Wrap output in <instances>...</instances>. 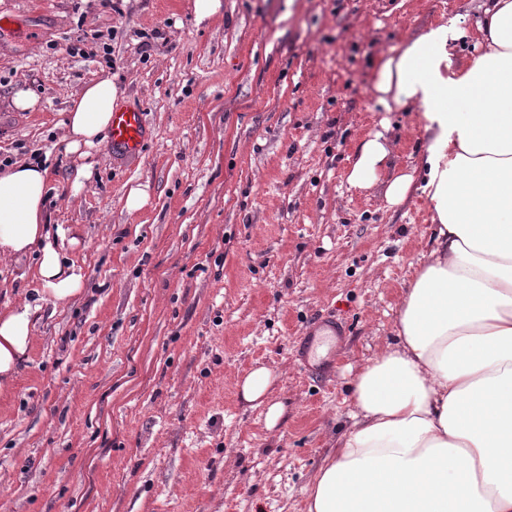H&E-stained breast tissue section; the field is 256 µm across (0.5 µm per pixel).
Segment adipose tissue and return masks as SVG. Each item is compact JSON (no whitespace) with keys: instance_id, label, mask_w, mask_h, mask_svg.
Listing matches in <instances>:
<instances>
[{"instance_id":"1","label":"adipose tissue","mask_w":512,"mask_h":512,"mask_svg":"<svg viewBox=\"0 0 512 512\" xmlns=\"http://www.w3.org/2000/svg\"><path fill=\"white\" fill-rule=\"evenodd\" d=\"M484 52L465 59L456 22L427 26L375 63L384 109L418 106L436 226L405 289L396 341L353 380L354 409L306 490V512H512V0H486ZM118 86L104 78L70 101L67 149L107 137ZM376 131L348 182L368 189L392 164ZM49 169L0 168V256H38L43 292L79 295L81 267L46 226ZM29 303L0 309V395L32 347Z\"/></svg>"}]
</instances>
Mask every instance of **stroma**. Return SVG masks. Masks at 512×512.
<instances>
[{
  "instance_id": "35a3bbf8",
  "label": "stroma",
  "mask_w": 512,
  "mask_h": 512,
  "mask_svg": "<svg viewBox=\"0 0 512 512\" xmlns=\"http://www.w3.org/2000/svg\"><path fill=\"white\" fill-rule=\"evenodd\" d=\"M221 3L200 23L194 0H0L24 28L0 35V165L46 162L48 229L75 239L85 276L57 302L34 258H0V308H35L0 397V512H305L353 378L394 341L433 223L419 192L390 206L348 185L381 120L382 183L427 145L419 108L376 106L374 63L451 18L468 32L455 52L480 54L483 0ZM106 77L149 137L135 155L69 153L68 103ZM20 89L35 109L11 106ZM329 315L346 335L318 381L298 351ZM258 366L285 407L272 429L239 396Z\"/></svg>"
}]
</instances>
